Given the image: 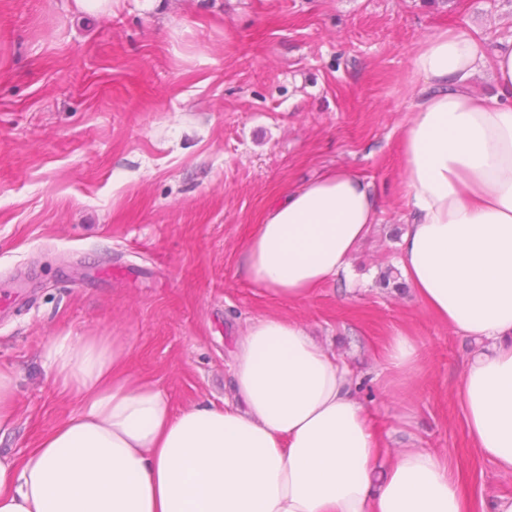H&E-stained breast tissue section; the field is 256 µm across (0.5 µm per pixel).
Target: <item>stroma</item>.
Returning <instances> with one entry per match:
<instances>
[{
	"label": "stroma",
	"instance_id": "1",
	"mask_svg": "<svg viewBox=\"0 0 512 512\" xmlns=\"http://www.w3.org/2000/svg\"><path fill=\"white\" fill-rule=\"evenodd\" d=\"M512 39V0H0V367L17 380L0 455L74 413L43 364L51 337L121 336L177 408L223 404L249 320L310 326L361 381L386 447L447 455L485 497L512 474L478 458L457 386L474 346L409 291L382 288L404 227L400 130L411 55L433 29ZM346 167L372 182L378 223L351 260L289 306L239 272L288 186ZM421 368L387 400V337Z\"/></svg>",
	"mask_w": 512,
	"mask_h": 512
}]
</instances>
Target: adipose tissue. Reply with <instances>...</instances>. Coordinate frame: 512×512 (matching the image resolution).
Masks as SVG:
<instances>
[{
	"label": "adipose tissue",
	"mask_w": 512,
	"mask_h": 512,
	"mask_svg": "<svg viewBox=\"0 0 512 512\" xmlns=\"http://www.w3.org/2000/svg\"><path fill=\"white\" fill-rule=\"evenodd\" d=\"M408 109L399 269L427 312L476 343L459 387L466 434L512 472V39L430 34L411 57ZM377 213L371 182L327 171L262 214L241 269L304 301L349 275ZM420 353L403 332L387 339L391 390L413 380ZM131 355L119 336L49 341L44 364L79 409L24 458L0 456V512H512V496L478 497L446 457L385 448L359 379L301 322H249L221 406L175 410Z\"/></svg>",
	"instance_id": "obj_1"
}]
</instances>
